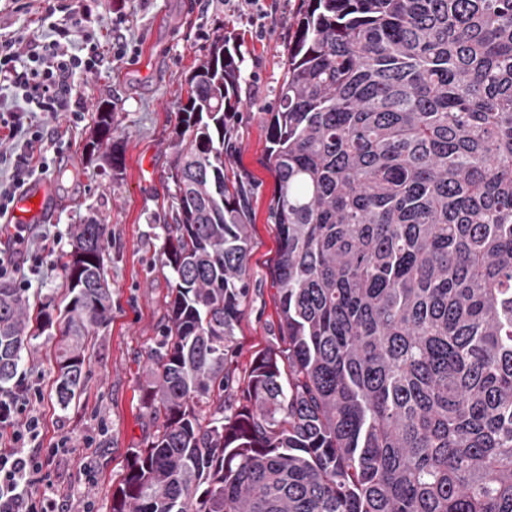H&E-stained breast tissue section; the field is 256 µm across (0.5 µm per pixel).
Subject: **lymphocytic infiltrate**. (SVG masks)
I'll use <instances>...</instances> for the list:
<instances>
[{"label": "lymphocytic infiltrate", "instance_id": "obj_1", "mask_svg": "<svg viewBox=\"0 0 512 512\" xmlns=\"http://www.w3.org/2000/svg\"><path fill=\"white\" fill-rule=\"evenodd\" d=\"M47 27L43 36L19 28L0 34V91L14 103H0V133L11 141L18 158L6 181H0V215H7L19 188L35 174H46L51 161L47 144L57 137L48 125L35 123L33 114L70 113L80 119L86 104L78 91L81 75L95 73L136 50L122 33L125 0H111V25L116 35L110 49H102L87 7L70 0H38ZM32 393L26 382L0 391V438L11 448L0 451V512H69L65 499L46 481L47 460L64 452V443L42 449L39 421L32 415Z\"/></svg>", "mask_w": 512, "mask_h": 512}]
</instances>
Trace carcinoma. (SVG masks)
<instances>
[{
    "label": "carcinoma",
    "instance_id": "cac0c4a2",
    "mask_svg": "<svg viewBox=\"0 0 512 512\" xmlns=\"http://www.w3.org/2000/svg\"><path fill=\"white\" fill-rule=\"evenodd\" d=\"M218 34L171 144L162 340L110 512H512V0H307L267 122L278 336L225 414L250 291L240 67ZM112 135L96 112L95 153ZM109 225L64 306L0 281V389L43 335L61 409L112 319Z\"/></svg>",
    "mask_w": 512,
    "mask_h": 512
}]
</instances>
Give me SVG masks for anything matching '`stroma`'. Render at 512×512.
I'll use <instances>...</instances> for the list:
<instances>
[{
	"mask_svg": "<svg viewBox=\"0 0 512 512\" xmlns=\"http://www.w3.org/2000/svg\"><path fill=\"white\" fill-rule=\"evenodd\" d=\"M272 6L266 33L257 37L246 17L224 0H126L124 33L138 43V55L80 79L88 107L82 122L71 123L64 113L49 119L64 135L46 175L59 207L51 220L35 225L31 243L39 245L48 237L56 245L41 266L24 265L17 273L30 284L31 304L61 301L63 277L56 257L71 248V225L93 216L111 231L105 270L112 321L97 332L80 399L64 410L50 398L54 366L48 337L36 341L21 365L22 377L42 393L34 404L41 446L67 442L68 455L53 462L49 471L74 512L86 503L93 512H109L112 489L125 474L132 449L141 447L156 429L142 398L170 291L171 273L161 266L170 144L176 136L175 114L186 101V81L221 29L237 36L244 102L238 166L256 185L250 294L234 338L226 404L241 400L255 355L278 334L279 310L270 274L277 232L268 220L275 179L266 166V128L287 70L288 43L302 0H273ZM104 101L115 105L113 144L121 157L117 171L106 151L92 155L85 149L93 113Z\"/></svg>",
	"mask_w": 512,
	"mask_h": 512,
	"instance_id": "obj_1",
	"label": "stroma"
}]
</instances>
